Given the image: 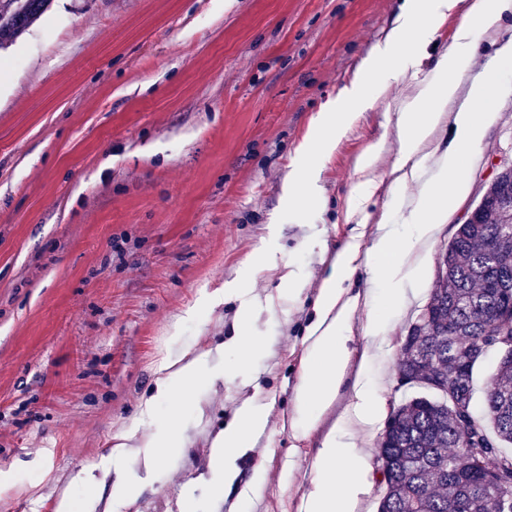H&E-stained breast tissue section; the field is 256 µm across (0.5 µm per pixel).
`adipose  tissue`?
I'll use <instances>...</instances> for the list:
<instances>
[{"instance_id":"adipose-tissue-1","label":"adipose tissue","mask_w":512,"mask_h":512,"mask_svg":"<svg viewBox=\"0 0 512 512\" xmlns=\"http://www.w3.org/2000/svg\"><path fill=\"white\" fill-rule=\"evenodd\" d=\"M465 20L456 31L454 46L438 59L431 77L417 80L414 95L402 98L397 116L399 159L395 171L397 182L416 179L419 155L431 141L441 120H448L453 136L438 152V167L434 176L424 183L412 199L414 210L421 213L419 224L413 225L409 238L399 239L393 233L378 235L370 247L368 264L374 280L384 283L383 298L391 304H404L413 296L409 288L422 267L417 255L437 235L439 227L454 211L467 187L463 182L449 179L448 171L469 156L478 145L485 130L496 117L492 106L495 64L512 59V41L503 43L493 61L482 70L467 74L459 67V57L474 53L478 44L476 29H487L504 13L512 12V0H464ZM448 8V0H407V7L396 24L378 46L374 60L366 73H374L377 63L390 56L407 35L416 41H427L436 23ZM363 81L345 89L335 111L320 113L313 135L320 152H327L338 140L342 128L355 113L370 108ZM358 244L348 246L343 256L334 261L314 299L312 315L306 327L304 355L293 389V410L289 424L297 434L305 435L320 423L322 415L335 403L343 381L355 363L352 346L353 321L359 305L358 296L347 289L358 271ZM252 351L256 343L238 324L227 344L202 352L177 349L158 369L157 395L164 398L180 392L184 402H191V390L199 383L210 385L225 380L222 371L207 368L210 357L224 355L226 349ZM386 411L385 402L377 396L362 393L361 401L335 422L313 456L310 473L311 487L302 500L303 512H361L366 493L371 461L350 436L354 425L373 426ZM268 422L266 406L245 403L232 420L211 440L209 467L214 477V493L228 499L239 483V459L264 435ZM185 444L177 426H169L161 435L139 445L132 434L113 436L112 446L102 467L112 478L113 497L127 503L136 502L151 487L150 475L156 460L173 455ZM142 458L145 474L130 480L124 466L131 458Z\"/></svg>"}]
</instances>
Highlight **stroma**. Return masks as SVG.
Masks as SVG:
<instances>
[{
  "label": "stroma",
  "instance_id": "stroma-1",
  "mask_svg": "<svg viewBox=\"0 0 512 512\" xmlns=\"http://www.w3.org/2000/svg\"><path fill=\"white\" fill-rule=\"evenodd\" d=\"M404 0H54L0 51V512H57L61 491L99 465L113 434L163 432L179 408L185 447L158 461L153 489L110 512H222L209 482V441L247 400L269 406L266 435L239 462L263 468L249 512H301L312 456L347 407L345 385L321 425H289L311 304L332 261L368 250L387 224L407 237L417 184L398 185L397 106L379 79L323 158L302 147L318 114L358 77ZM496 121L448 176L468 190L424 253L418 296L382 305L361 268L386 340L361 367L395 407L396 360L435 284L442 249L481 200L494 164L512 163V60L496 75ZM377 151L366 223L346 219L359 159ZM309 165L318 194L289 183ZM300 294L277 295L283 276ZM257 306L260 351H227L233 375L198 384L138 414L175 346L210 347L233 335L239 303L207 299L228 284Z\"/></svg>",
  "mask_w": 512,
  "mask_h": 512
}]
</instances>
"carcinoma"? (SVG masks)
Wrapping results in <instances>:
<instances>
[{
  "label": "carcinoma",
  "mask_w": 512,
  "mask_h": 512,
  "mask_svg": "<svg viewBox=\"0 0 512 512\" xmlns=\"http://www.w3.org/2000/svg\"><path fill=\"white\" fill-rule=\"evenodd\" d=\"M52 0H0V49L13 45ZM512 168L504 166L472 219L456 230L439 260L435 288L409 326L397 370L422 394L391 412L379 441L383 489L377 512H512V489L494 483L501 447L512 443V357L497 359L475 403L479 342L498 324L512 289ZM469 408L462 414L463 408ZM494 434L498 447L480 459L473 435Z\"/></svg>",
  "instance_id": "1"
}]
</instances>
